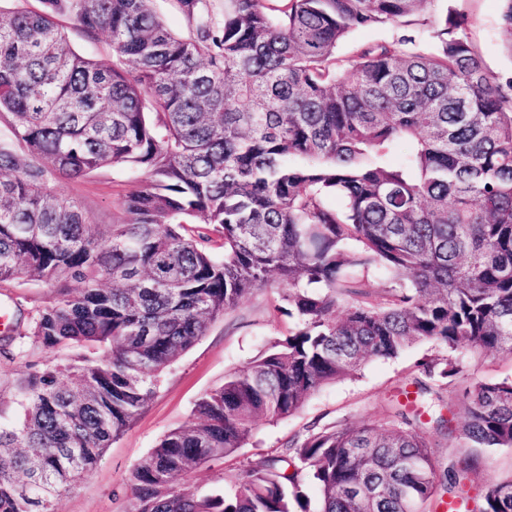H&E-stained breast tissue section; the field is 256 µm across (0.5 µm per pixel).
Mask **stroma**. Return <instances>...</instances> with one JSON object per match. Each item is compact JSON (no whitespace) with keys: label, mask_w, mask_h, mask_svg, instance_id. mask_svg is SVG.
Wrapping results in <instances>:
<instances>
[{"label":"stroma","mask_w":512,"mask_h":512,"mask_svg":"<svg viewBox=\"0 0 512 512\" xmlns=\"http://www.w3.org/2000/svg\"><path fill=\"white\" fill-rule=\"evenodd\" d=\"M434 8L440 14L464 17L466 33L488 69L499 80L512 79V33L500 25L499 0H436ZM54 19L77 52L111 63L112 47L105 35L85 34L65 13L55 14ZM140 186L135 175L112 167L98 169L84 179L56 182L59 191L83 204L93 223L102 225L123 219V197ZM281 288L279 280H271L267 288L212 323L205 336L167 367L133 425L107 448L80 483L61 493L57 512H128L130 501L124 490L158 439L191 420L194 402L202 392L222 384L225 375L245 369L269 342L285 333L287 318L274 316L271 309ZM435 352L432 344L420 342L397 358L366 362L357 376L322 387L294 415L275 422L259 421L237 456L200 468L193 476L194 484L204 491L219 487L242 460L274 453L312 425L336 422L357 427L381 419L385 401L411 388L418 375L417 362ZM510 478L512 449L485 450L478 456L470 491L475 494L489 482Z\"/></svg>","instance_id":"obj_1"}]
</instances>
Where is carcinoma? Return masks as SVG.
I'll return each mask as SVG.
<instances>
[{
  "instance_id": "obj_1",
  "label": "carcinoma",
  "mask_w": 512,
  "mask_h": 512,
  "mask_svg": "<svg viewBox=\"0 0 512 512\" xmlns=\"http://www.w3.org/2000/svg\"><path fill=\"white\" fill-rule=\"evenodd\" d=\"M172 2L183 34L153 0H45L108 36L110 66L49 14L0 9V287L52 289L0 357L17 339L54 353L29 364L16 415L0 410V512H55L162 371L273 275L288 332L163 435L129 512H307L311 482L318 512H512V479L465 491L476 449L512 448V379L463 386L461 425L430 402L465 359L512 357V79L459 16L404 30L435 0ZM367 25L397 34L336 54ZM105 166L143 180L103 232L55 181ZM373 269L387 285L368 287ZM423 341L438 352L384 420L315 425L225 488L193 487L258 420ZM428 428L458 449L445 466ZM153 5L158 16L169 29L177 33L185 31L184 20L173 7L171 0H154Z\"/></svg>"
}]
</instances>
